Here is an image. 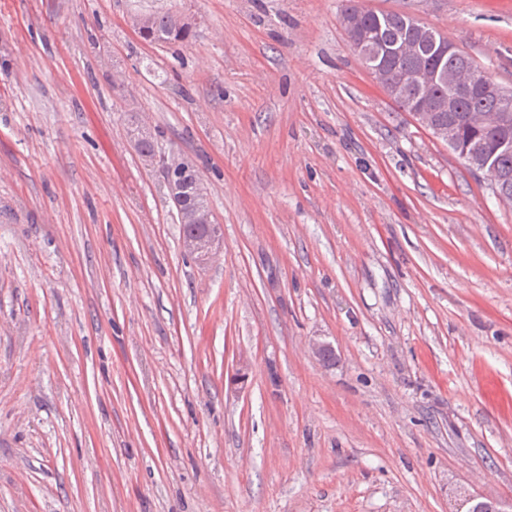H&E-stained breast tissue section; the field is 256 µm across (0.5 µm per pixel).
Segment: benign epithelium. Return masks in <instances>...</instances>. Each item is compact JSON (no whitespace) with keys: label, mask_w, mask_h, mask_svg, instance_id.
<instances>
[{"label":"benign epithelium","mask_w":512,"mask_h":512,"mask_svg":"<svg viewBox=\"0 0 512 512\" xmlns=\"http://www.w3.org/2000/svg\"><path fill=\"white\" fill-rule=\"evenodd\" d=\"M368 13L369 10L360 7L357 0H349L341 10L339 21L349 36L352 51L369 70L373 71L377 69L384 45L372 30L357 33L361 17ZM420 41L421 44L412 47L416 54H424V48L427 47L429 54L443 58L450 54L464 55V51L456 44L445 37H438L431 30L421 31ZM446 80L448 74L445 71L428 63L413 70L386 72L376 78V82L392 99L401 95L408 87L415 88L417 96L408 111L414 122L430 131L435 138L445 141L454 153L465 158L469 168L486 179L497 196L508 176L494 161V156L486 155L482 144L460 139L454 127L443 125L437 120V113L455 111V92L448 93L446 99L432 97V89ZM498 93L500 124L506 129L512 124V91L500 89ZM127 116L130 119V140L154 136L153 129L140 120L136 109H127ZM143 162L145 166L156 167L161 171L164 186L179 212L181 223L204 229L201 234L194 231L183 236L185 250L199 262L210 261L223 245L221 225L214 223L213 214L208 207L182 208L185 197L200 185L195 163L184 155L177 156L164 152L153 157H145ZM466 503L470 504L468 512H512V499L503 500L493 495L469 494L466 496Z\"/></svg>","instance_id":"benign-epithelium-1"}]
</instances>
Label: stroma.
Returning <instances> with one entry per match:
<instances>
[{
	"mask_svg": "<svg viewBox=\"0 0 512 512\" xmlns=\"http://www.w3.org/2000/svg\"><path fill=\"white\" fill-rule=\"evenodd\" d=\"M345 2L0 0V512L512 497V204L375 82ZM360 3L512 88V0ZM131 102L198 167L210 263ZM148 16L134 17L131 26L137 32L149 24L141 37L150 43H172L186 40L190 34V26L180 25L179 16L173 13H149ZM126 112L130 119L129 138L131 141L154 136L153 129L140 120L136 109L128 108ZM135 148L141 158L145 157L143 158L145 166L157 167L161 171L164 186L179 212L181 223L204 229L203 234L194 231L184 235L182 243L185 250L197 261L207 263L221 249L223 236L221 225L214 224L210 208H182V201L185 197L200 185L195 163L184 155L176 156L174 153L162 152L156 156L147 157L157 152L154 138L137 141Z\"/></svg>",
	"mask_w": 512,
	"mask_h": 512,
	"instance_id": "1",
	"label": "stroma"
}]
</instances>
